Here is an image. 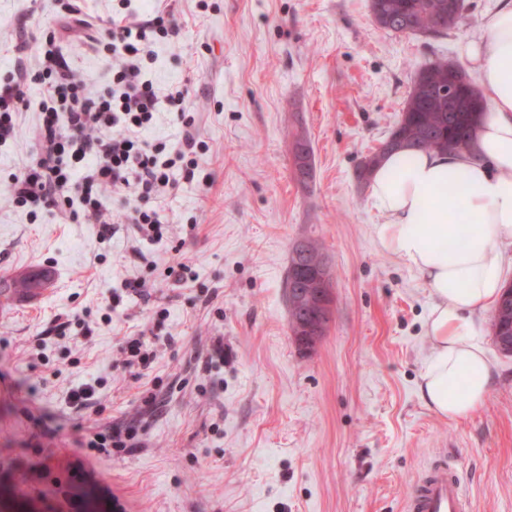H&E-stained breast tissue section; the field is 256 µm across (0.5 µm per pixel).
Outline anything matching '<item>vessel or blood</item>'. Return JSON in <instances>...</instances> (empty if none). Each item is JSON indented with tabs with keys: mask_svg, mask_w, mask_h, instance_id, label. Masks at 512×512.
Masks as SVG:
<instances>
[{
	"mask_svg": "<svg viewBox=\"0 0 512 512\" xmlns=\"http://www.w3.org/2000/svg\"><path fill=\"white\" fill-rule=\"evenodd\" d=\"M405 512H468L462 478L446 458L433 461L418 479Z\"/></svg>",
	"mask_w": 512,
	"mask_h": 512,
	"instance_id": "obj_1",
	"label": "vessel or blood"
}]
</instances>
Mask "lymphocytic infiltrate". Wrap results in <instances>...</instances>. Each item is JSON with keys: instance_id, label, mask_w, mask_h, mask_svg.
<instances>
[{"instance_id": "1", "label": "lymphocytic infiltrate", "mask_w": 512, "mask_h": 512, "mask_svg": "<svg viewBox=\"0 0 512 512\" xmlns=\"http://www.w3.org/2000/svg\"><path fill=\"white\" fill-rule=\"evenodd\" d=\"M103 30L98 59L110 78L98 91L88 90L52 32L0 80V147L16 136L30 84L41 87L36 149L12 176L8 200L33 222L53 211L66 224L98 225L104 242L114 236L115 223L128 225L143 250L164 237L159 198L193 181L206 145L188 88L163 93L152 77L156 45L181 34L173 9L157 0H117ZM164 112L175 133L165 141L146 138ZM80 445L128 451L144 442L132 423L116 422L104 432L89 428Z\"/></svg>"}]
</instances>
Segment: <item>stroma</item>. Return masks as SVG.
<instances>
[{
	"mask_svg": "<svg viewBox=\"0 0 512 512\" xmlns=\"http://www.w3.org/2000/svg\"><path fill=\"white\" fill-rule=\"evenodd\" d=\"M175 0L179 39L158 49L154 75L184 84L209 150L194 181L165 203L176 228L149 258L134 255L126 225L101 242L95 224L30 223L3 200L34 147L35 110L0 148V280L48 270L43 293L0 310V494L34 512H404L416 477L439 452L463 476L470 512H512V356L482 331L497 368L485 403L454 423L429 411L418 381L430 357L424 280L382 252L381 223L359 160L399 119L411 78L439 49L459 59L500 0H466L467 20L428 44L377 27L369 0ZM63 0H0V78L17 43L60 26ZM66 51L91 87L103 81L87 33L72 26ZM313 148L314 179L300 184L292 134ZM199 225L183 241L180 225ZM324 244L333 316L313 351L288 334L285 278L294 243ZM186 258L196 281L168 268ZM143 280L145 298L105 313L108 288ZM215 291L202 305L201 290ZM166 312L149 376L124 368L119 341ZM88 313L90 333L43 336L58 314ZM224 362L190 366L215 337ZM102 380L88 407L66 396ZM179 381L154 416L153 385ZM145 425L144 447L71 454L85 428L113 419Z\"/></svg>",
	"mask_w": 512,
	"mask_h": 512,
	"instance_id": "stroma-1",
	"label": "stroma"
}]
</instances>
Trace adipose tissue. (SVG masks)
I'll list each match as a JSON object with an SVG mask.
<instances>
[{"label":"adipose tissue","instance_id":"1","mask_svg":"<svg viewBox=\"0 0 512 512\" xmlns=\"http://www.w3.org/2000/svg\"><path fill=\"white\" fill-rule=\"evenodd\" d=\"M463 55L486 100L469 151H394L368 182L384 218L375 227L381 250L430 289L431 356L419 394L448 422L482 406L496 376L478 323L497 304L502 248L512 244V0H503Z\"/></svg>","mask_w":512,"mask_h":512}]
</instances>
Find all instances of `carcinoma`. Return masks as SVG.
Instances as JSON below:
<instances>
[{
	"label": "carcinoma",
	"instance_id": "1",
	"mask_svg": "<svg viewBox=\"0 0 512 512\" xmlns=\"http://www.w3.org/2000/svg\"><path fill=\"white\" fill-rule=\"evenodd\" d=\"M385 17V30L437 39L447 34L463 16L464 0H379ZM452 84L456 90L453 105L434 93L439 84ZM483 103L482 96L465 69L443 55H435L416 74L405 100L399 120L389 134L401 150L461 152L470 148L471 139L481 116L471 111ZM293 165L299 170L300 182L307 186L313 180V149L310 141L297 135L293 142ZM302 275V261L289 258L285 288L287 300H293L296 283ZM44 277L25 272L11 278L8 287L18 297L34 294L43 287Z\"/></svg>",
	"mask_w": 512,
	"mask_h": 512
}]
</instances>
